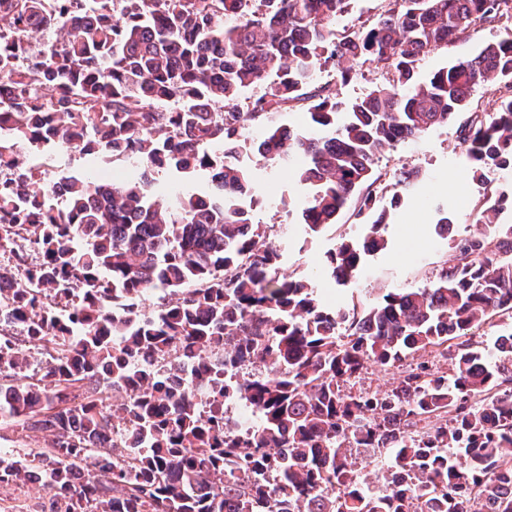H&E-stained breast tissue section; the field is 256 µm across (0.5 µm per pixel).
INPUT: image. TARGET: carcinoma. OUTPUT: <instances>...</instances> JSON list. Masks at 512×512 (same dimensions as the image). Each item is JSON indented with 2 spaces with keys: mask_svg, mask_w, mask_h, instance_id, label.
<instances>
[{
  "mask_svg": "<svg viewBox=\"0 0 512 512\" xmlns=\"http://www.w3.org/2000/svg\"><path fill=\"white\" fill-rule=\"evenodd\" d=\"M350 2L0 0V248L17 270V242L42 257L5 302L26 336L0 339V425L51 436L0 456V485L28 479L33 458L52 512H415L422 497L430 512H512L501 481L469 480L512 456V329L487 350L472 342L512 320V224L497 221L493 192L427 285L373 304L327 306L316 281L283 272L272 226L252 220L244 151L294 162L301 192L280 203L311 237L356 200L364 234L326 252L344 285L389 245L386 213L374 214L383 151L458 119L470 167L507 165L497 147L512 144V94L464 111L477 86L512 90V0H387L375 23L339 34ZM494 22L500 41L417 79L422 56ZM367 62L387 79L349 112L330 85L310 86L322 64L345 76ZM299 101L313 136L273 121ZM33 146L135 166L43 185L20 159ZM159 171L205 172L208 190L163 203ZM74 297L72 331L57 304ZM451 340V373L424 361ZM21 341L48 353L26 384L14 382L28 366ZM173 347L183 387L141 364ZM409 357L419 362L391 388L345 391L369 365ZM102 386L119 393L117 411ZM226 399L253 407L259 426L232 430ZM118 411L144 447L110 448L108 472L73 483ZM368 446L394 459L378 490L349 452Z\"/></svg>",
  "mask_w": 512,
  "mask_h": 512,
  "instance_id": "carcinoma-1",
  "label": "carcinoma"
}]
</instances>
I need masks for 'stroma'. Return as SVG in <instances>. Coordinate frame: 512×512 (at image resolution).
I'll use <instances>...</instances> for the list:
<instances>
[{
  "mask_svg": "<svg viewBox=\"0 0 512 512\" xmlns=\"http://www.w3.org/2000/svg\"><path fill=\"white\" fill-rule=\"evenodd\" d=\"M503 35L504 29L499 24L476 25L455 42L422 57L418 75L428 78L456 60L475 55L484 45L498 41ZM384 78V72L371 63L364 64L345 79L329 66L314 73L315 83H332L336 99L344 108ZM239 160L255 174L254 222L280 227L275 243L282 249L283 270L309 272L322 279L327 300L336 305L343 304L353 295L374 303L380 301L388 289L426 285L448 254L447 240L435 232L436 204L447 206L458 232H470L477 219L475 204L484 191L512 188L510 169L472 173L462 152L457 125L453 122L436 126L417 140L386 150L375 163L377 172L389 177L402 168L419 172L422 178L420 190L415 194H402L401 202L396 206L389 199L380 200V207L388 213L384 236L392 246L388 251L367 256L358 277L342 286L326 280L324 255L340 240L362 235L363 228L352 208L344 209L335 232L307 238L297 215L287 213L278 205L282 194L296 190L287 173L248 152L240 154ZM50 503L48 492L28 482L0 487V512H51Z\"/></svg>",
  "mask_w": 512,
  "mask_h": 512,
  "instance_id": "1",
  "label": "stroma"
}]
</instances>
